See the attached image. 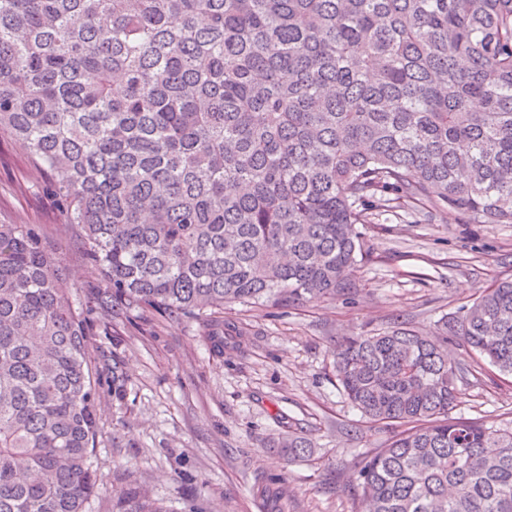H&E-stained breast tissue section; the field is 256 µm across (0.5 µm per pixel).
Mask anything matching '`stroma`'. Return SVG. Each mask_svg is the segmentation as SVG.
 Masks as SVG:
<instances>
[{
	"label": "stroma",
	"instance_id": "stroma-1",
	"mask_svg": "<svg viewBox=\"0 0 512 512\" xmlns=\"http://www.w3.org/2000/svg\"><path fill=\"white\" fill-rule=\"evenodd\" d=\"M49 175L19 144L0 142V222L39 225L78 284L93 283ZM365 258L354 294L288 308L234 305L239 348L214 355L208 318L165 320L125 310L95 324L88 357L100 365L99 432L91 458L102 482L85 512H112L129 487L161 512H365L356 477L394 429L366 422L337 384L332 352L342 336L399 319L435 333L493 279L512 276V224H466L451 211L360 224ZM458 369L455 415L512 430V378L449 345ZM128 375L112 396V362ZM310 438L288 461L274 437Z\"/></svg>",
	"mask_w": 512,
	"mask_h": 512
}]
</instances>
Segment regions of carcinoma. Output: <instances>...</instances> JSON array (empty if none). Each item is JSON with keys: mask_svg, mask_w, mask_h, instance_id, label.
<instances>
[{"mask_svg": "<svg viewBox=\"0 0 512 512\" xmlns=\"http://www.w3.org/2000/svg\"><path fill=\"white\" fill-rule=\"evenodd\" d=\"M0 138L51 176L102 280L83 306L36 225L0 224V512H84L92 311L333 300L357 224H512V0H0ZM450 336L512 376V279L438 337L401 322L336 346L350 404L403 427L359 472L368 512H512V431L452 416ZM126 384L112 360V396Z\"/></svg>", "mask_w": 512, "mask_h": 512, "instance_id": "cac0c4a2", "label": "carcinoma"}]
</instances>
